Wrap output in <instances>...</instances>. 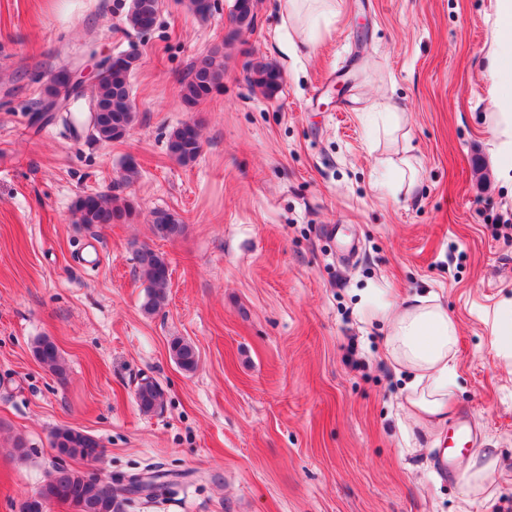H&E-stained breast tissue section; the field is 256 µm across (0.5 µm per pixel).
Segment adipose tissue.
Listing matches in <instances>:
<instances>
[{
    "mask_svg": "<svg viewBox=\"0 0 512 512\" xmlns=\"http://www.w3.org/2000/svg\"><path fill=\"white\" fill-rule=\"evenodd\" d=\"M499 27L488 75L504 92L493 98L488 130L498 144V176L512 182V0H497ZM368 320L387 323L385 358L405 373L401 407L414 426L432 436L454 408L457 324L435 295L385 300L370 307Z\"/></svg>",
    "mask_w": 512,
    "mask_h": 512,
    "instance_id": "obj_1",
    "label": "adipose tissue"
}]
</instances>
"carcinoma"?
Masks as SVG:
<instances>
[{
	"instance_id": "1",
	"label": "carcinoma",
	"mask_w": 512,
	"mask_h": 512,
	"mask_svg": "<svg viewBox=\"0 0 512 512\" xmlns=\"http://www.w3.org/2000/svg\"><path fill=\"white\" fill-rule=\"evenodd\" d=\"M158 12V0H131L126 24L139 31L151 28ZM256 18L254 0H235L231 17L232 28L225 42L235 41L240 32L252 27ZM137 56L121 54L110 65L103 67L97 78L95 100L98 112L93 117V134L109 143L124 138L132 129L136 112L131 99L129 77ZM278 68L269 63L252 67L251 81L264 93L271 94L279 86ZM224 87V52L215 48L195 60L187 78L181 81L180 95L189 107L199 104ZM171 155L181 164L196 161L200 152L199 125L186 122L173 131L169 141ZM137 212L134 200L117 198L110 194H91L80 197L74 213L79 224H127ZM151 229L155 237L172 241L183 235L185 225L172 214L154 213ZM136 268L145 288L142 309L153 314L168 296L170 285L169 262L164 254L143 245L136 251ZM37 361L51 372L65 374V362L57 345L45 337L33 347ZM175 363L185 372H193L198 365V354L190 342L175 338L170 344ZM139 409L144 414L157 411L163 405V393L150 380L140 383L135 392ZM51 446L70 458L87 462L100 459L99 442L79 428L62 427L51 435ZM40 495L48 503H64L74 512H127L130 500L117 494L108 479L90 480L77 470L57 467L39 488Z\"/></svg>"
}]
</instances>
